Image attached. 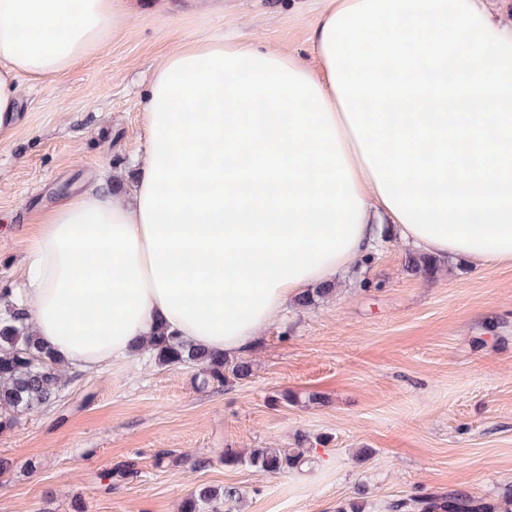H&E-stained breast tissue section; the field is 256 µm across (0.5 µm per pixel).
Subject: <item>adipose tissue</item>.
<instances>
[{"label": "adipose tissue", "mask_w": 512, "mask_h": 512, "mask_svg": "<svg viewBox=\"0 0 512 512\" xmlns=\"http://www.w3.org/2000/svg\"><path fill=\"white\" fill-rule=\"evenodd\" d=\"M127 0H0V140L19 80L60 77ZM312 61L234 39L171 52L143 96L131 196L43 211L11 296L56 359L96 371L159 324L244 355L384 229L512 263V0H322Z\"/></svg>", "instance_id": "ef3b65f1"}]
</instances>
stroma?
Segmentation results:
<instances>
[{"label": "stroma", "instance_id": "1", "mask_svg": "<svg viewBox=\"0 0 512 512\" xmlns=\"http://www.w3.org/2000/svg\"><path fill=\"white\" fill-rule=\"evenodd\" d=\"M131 0L126 26L67 75L20 80V128L0 142V288L24 269L36 214L83 191L128 188L146 150L142 96L164 58L241 38L310 59L315 0ZM393 237L317 305H289L248 353L252 375L199 390L195 368L150 353L71 371L61 401L0 430V512H179L198 486L237 487L232 512H365L398 497L512 485V264L441 259L408 274ZM312 443L282 475L220 451ZM209 467L195 468L200 458Z\"/></svg>", "mask_w": 512, "mask_h": 512}]
</instances>
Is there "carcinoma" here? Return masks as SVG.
Listing matches in <instances>:
<instances>
[{
  "label": "carcinoma",
  "mask_w": 512,
  "mask_h": 512,
  "mask_svg": "<svg viewBox=\"0 0 512 512\" xmlns=\"http://www.w3.org/2000/svg\"><path fill=\"white\" fill-rule=\"evenodd\" d=\"M405 270L412 275H433L438 261L425 254L406 257ZM335 293L332 284L306 291L297 305L310 307L318 300ZM142 351L151 352L164 365L191 364L200 368L199 386L202 389L220 388L231 379L244 380L250 376V362L244 358L230 359L207 351L176 337L160 327ZM68 377L65 365L34 335L26 314L7 300L0 288V430L11 427L22 412L53 407L61 401ZM226 466H245L270 475L294 470L305 462L301 450L255 448L246 454L226 449L221 454ZM237 497V490L222 491L210 486L196 488L181 504L180 512H210L218 500L228 504ZM388 512H512V487L496 499H478L467 493L450 490L444 494H427L394 499Z\"/></svg>",
  "instance_id": "1"
}]
</instances>
